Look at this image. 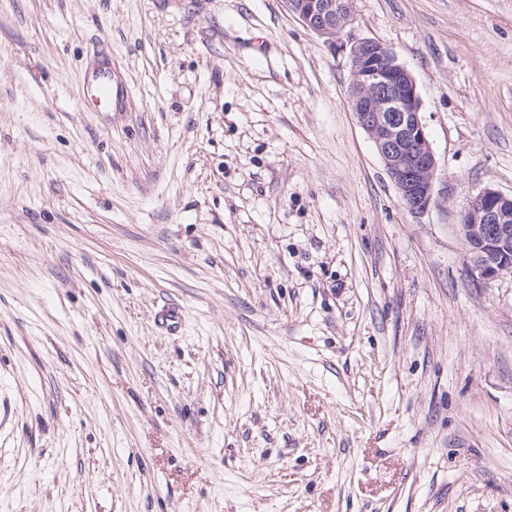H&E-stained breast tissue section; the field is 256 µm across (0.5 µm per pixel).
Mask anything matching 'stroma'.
I'll return each mask as SVG.
<instances>
[{"mask_svg":"<svg viewBox=\"0 0 512 512\" xmlns=\"http://www.w3.org/2000/svg\"><path fill=\"white\" fill-rule=\"evenodd\" d=\"M362 38L417 83L419 215L348 99ZM487 188L512 0H353L332 43L285 0H0V512H512ZM460 231L477 281L512 276V196L487 188L461 213Z\"/></svg>","mask_w":512,"mask_h":512,"instance_id":"1","label":"stroma"}]
</instances>
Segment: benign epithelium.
Listing matches in <instances>:
<instances>
[{"instance_id": "obj_1", "label": "benign epithelium", "mask_w": 512, "mask_h": 512, "mask_svg": "<svg viewBox=\"0 0 512 512\" xmlns=\"http://www.w3.org/2000/svg\"><path fill=\"white\" fill-rule=\"evenodd\" d=\"M308 30L330 42L352 20V0H285ZM349 100L373 142L399 197L413 214L431 202L436 159L421 118L422 100L409 70L381 42L365 38L350 48ZM460 231L476 280L512 276V196L487 188L461 213Z\"/></svg>"}]
</instances>
